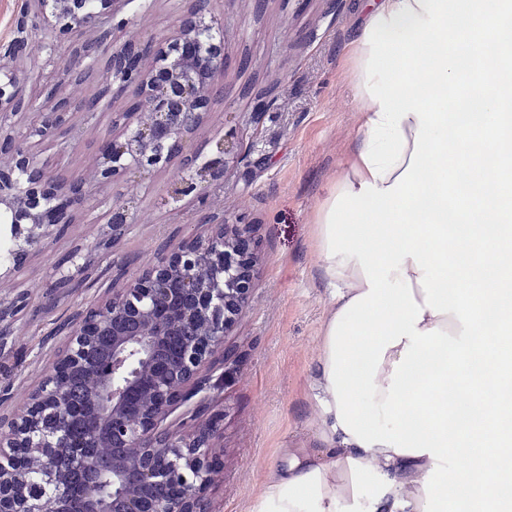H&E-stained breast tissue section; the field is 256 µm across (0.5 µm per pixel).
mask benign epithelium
I'll list each match as a JSON object with an SVG mask.
<instances>
[{
  "mask_svg": "<svg viewBox=\"0 0 512 512\" xmlns=\"http://www.w3.org/2000/svg\"><path fill=\"white\" fill-rule=\"evenodd\" d=\"M33 27L72 40L70 58L58 42L35 44L26 28L0 45V219L11 245L0 267L17 273L32 251L72 223L73 213L90 197L86 180L59 179L28 146L56 141L72 108L63 84L93 74L107 56L105 87L97 103L127 97L119 133L102 147L95 183L106 185L132 170L164 169L179 155L190 135L206 121L225 71L224 25L211 19L210 0H194L193 10L177 18L175 34L146 42L112 41L113 5L127 0H27ZM34 53L61 78L47 91L46 105L25 97L17 62ZM83 63L78 69L73 61ZM37 117L18 131L7 116ZM235 143L224 137L210 154L174 174L167 195L174 201L192 195L206 204L213 185L224 178ZM133 224L124 203L112 205L108 231L92 248L108 247ZM204 239L172 247L152 265L126 278L103 301L76 313L61 332L67 336L49 376L87 372L93 410L85 418L90 440L110 447L105 456L75 455L55 469L56 449L70 441L68 392L64 383L41 385L25 410L0 419V457L25 466L0 468V512H42V504L22 471L36 469L38 483L62 504L67 469L88 474L85 512H208L205 494L219 481L213 448L221 435L222 415L211 411L210 391L216 362L234 359L227 343L237 315L253 288L251 239L238 224L213 217ZM89 249L77 248L57 264L52 286L78 288L89 278ZM26 294L0 299V325L25 306ZM186 405L193 430L168 422Z\"/></svg>",
  "mask_w": 512,
  "mask_h": 512,
  "instance_id": "1",
  "label": "benign epithelium"
}]
</instances>
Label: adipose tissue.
I'll return each mask as SVG.
<instances>
[{
    "mask_svg": "<svg viewBox=\"0 0 512 512\" xmlns=\"http://www.w3.org/2000/svg\"><path fill=\"white\" fill-rule=\"evenodd\" d=\"M316 221V448L258 512H512V0H368Z\"/></svg>",
    "mask_w": 512,
    "mask_h": 512,
    "instance_id": "ef3b65f1",
    "label": "adipose tissue"
}]
</instances>
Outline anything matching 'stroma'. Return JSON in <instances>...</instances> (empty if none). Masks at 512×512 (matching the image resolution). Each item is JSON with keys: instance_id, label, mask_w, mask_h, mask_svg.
<instances>
[{"instance_id": "35a3bbf8", "label": "stroma", "mask_w": 512, "mask_h": 512, "mask_svg": "<svg viewBox=\"0 0 512 512\" xmlns=\"http://www.w3.org/2000/svg\"><path fill=\"white\" fill-rule=\"evenodd\" d=\"M362 0H211L226 29L224 94L206 127L188 140L173 168L209 152L228 130L237 149L212 191V207L192 198L165 200L172 170L132 171L96 189L66 234L33 252L15 283L27 293L13 320L14 334L0 354V416L20 414L66 341L56 323L96 300L112 280V263L127 273L153 262L162 245L204 232L209 211L249 225L257 246L254 287L229 338L236 364L213 409L222 413L217 451L222 479L207 493L210 512H256L269 473L285 464L287 448L319 445L317 407L310 391L331 288L320 269L316 220L322 202L345 169L358 135L351 84V43ZM191 0H129L112 24L117 42L171 33ZM119 99L95 117L71 114L74 145L63 176L89 174L112 122L125 111ZM134 203V222L107 255L93 253V275L83 287L50 297L56 261L74 245L95 242L107 230L113 203Z\"/></svg>"}]
</instances>
